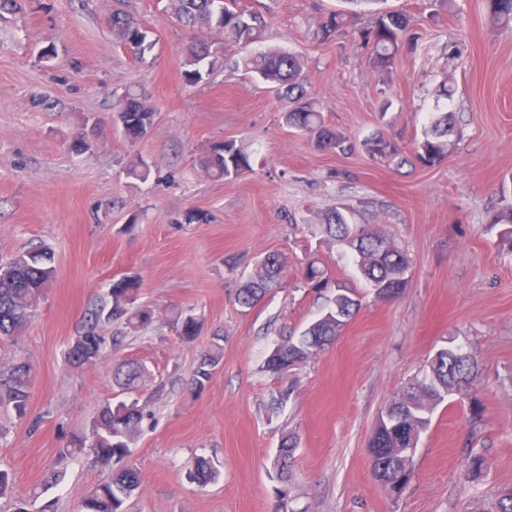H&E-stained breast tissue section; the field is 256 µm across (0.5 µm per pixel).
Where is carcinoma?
Segmentation results:
<instances>
[{"label":"carcinoma","instance_id":"obj_1","mask_svg":"<svg viewBox=\"0 0 512 512\" xmlns=\"http://www.w3.org/2000/svg\"><path fill=\"white\" fill-rule=\"evenodd\" d=\"M178 22L186 29L218 31L235 42L249 46L264 38L267 22L256 12L240 5L239 0H174ZM487 12L501 30L512 31V0H486ZM344 12H334L317 25V38L326 42L346 23ZM108 22L123 47L136 59L145 61L156 46L152 31L122 9L112 11ZM409 20L391 12L377 13L366 32L368 64L377 73L391 71L397 62L400 46ZM224 60V40H196L187 48L181 76L188 86H195L210 75ZM245 69L273 89L282 103V119L286 126L312 137L317 146L328 151L348 154L356 144L347 136L328 127L303 86V60L284 50H270L247 58ZM116 117L124 136L136 140L154 123L155 110L139 95L125 90L116 97ZM453 127L452 114L443 112L432 118L429 132L415 142L412 150L404 152L394 141L379 134L361 143L373 158L396 167L412 162L423 167L441 164L448 155V134ZM200 165L215 178L237 177L252 170L251 155L234 139H223L210 145ZM504 206L495 213L491 223L500 226L499 244L512 251V189L502 186ZM324 225L328 236L341 243L351 237L360 245L353 252L354 263L366 286L378 299H391L401 293L406 283H398L396 274L408 269V258L383 233L372 227H359L348 222L344 212L335 209L325 213ZM288 267L287 258L277 253L265 256L255 273L249 276L237 293V302L245 310L254 308L272 288L276 287ZM56 277L51 250L39 245L0 261V340L19 336L27 324L38 315L41 298ZM305 280L310 290L322 294L337 279L328 274L321 262L312 257L306 262ZM327 297L323 313L310 322L297 336L281 338L268 355L264 368L282 377L287 369L306 361L331 344L344 321H336V311L351 318L359 303L354 301L356 289L345 282ZM140 281L125 276L112 283L109 299L95 303L87 314L83 330L68 349V358L75 365L93 364L99 358L105 338L98 329L115 321L127 325L146 326L152 322L153 310L139 304ZM200 331V321L193 314L181 315L176 321L180 340L191 343ZM224 336L216 334L210 347L201 353L189 379L193 390L205 386L224 355ZM476 357L460 347L438 351L428 361L424 379L417 380L393 394L381 413L370 439L371 465L374 475L394 495L401 496L411 479L413 459L421 435L428 428L431 415L443 402L456 400L468 405L472 423L483 416L477 378ZM146 376L145 368L134 361H124L117 369L122 392L138 390ZM30 367L24 362L14 364L0 373V408H12L16 414L26 413L29 399ZM144 418L138 401L132 399L105 403L92 421L89 432L76 436L65 455L77 457L88 453L103 464L122 459L129 444L140 432ZM298 438H282L272 461L277 478L286 483L290 477ZM483 449L472 448L464 460V475L476 486L484 478ZM219 476L217 464L210 458L197 459L186 477L200 487ZM139 473L132 468L115 471L105 481L78 497L77 512H124V504L139 490Z\"/></svg>","mask_w":512,"mask_h":512}]
</instances>
